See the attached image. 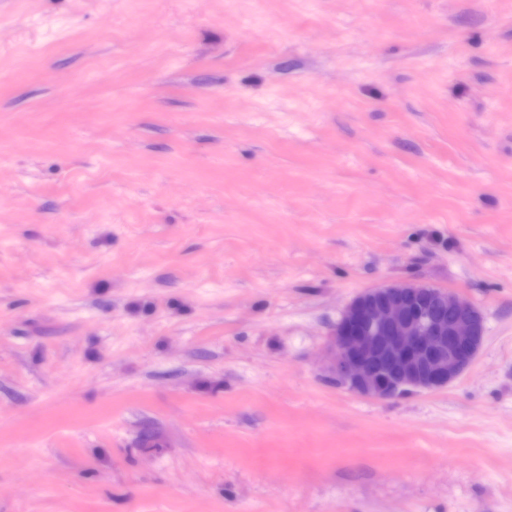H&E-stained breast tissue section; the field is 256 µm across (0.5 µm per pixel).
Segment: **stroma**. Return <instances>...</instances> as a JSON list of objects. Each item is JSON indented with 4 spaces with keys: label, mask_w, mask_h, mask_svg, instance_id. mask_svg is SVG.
I'll return each instance as SVG.
<instances>
[{
    "label": "stroma",
    "mask_w": 512,
    "mask_h": 512,
    "mask_svg": "<svg viewBox=\"0 0 512 512\" xmlns=\"http://www.w3.org/2000/svg\"><path fill=\"white\" fill-rule=\"evenodd\" d=\"M407 280L474 363L336 385ZM0 512H512V0H0ZM483 335L469 300L410 281L384 284L346 306L332 333L330 373L353 392L390 401L447 386L473 363Z\"/></svg>",
    "instance_id": "1"
}]
</instances>
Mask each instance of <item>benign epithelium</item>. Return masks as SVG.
I'll use <instances>...</instances> for the list:
<instances>
[{
    "label": "benign epithelium",
    "instance_id": "obj_1",
    "mask_svg": "<svg viewBox=\"0 0 512 512\" xmlns=\"http://www.w3.org/2000/svg\"><path fill=\"white\" fill-rule=\"evenodd\" d=\"M457 313L448 320L445 312ZM484 320L469 300L410 281L369 288L332 333L330 373L381 401L447 386L474 361Z\"/></svg>",
    "mask_w": 512,
    "mask_h": 512
}]
</instances>
